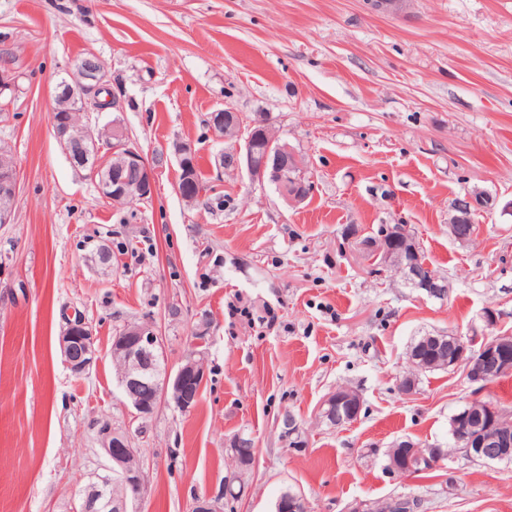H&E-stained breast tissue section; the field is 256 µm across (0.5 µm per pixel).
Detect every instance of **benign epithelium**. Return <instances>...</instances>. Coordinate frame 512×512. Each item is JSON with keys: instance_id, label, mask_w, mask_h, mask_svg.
<instances>
[{"instance_id": "obj_1", "label": "benign epithelium", "mask_w": 512, "mask_h": 512, "mask_svg": "<svg viewBox=\"0 0 512 512\" xmlns=\"http://www.w3.org/2000/svg\"><path fill=\"white\" fill-rule=\"evenodd\" d=\"M409 0H366L372 9L386 12L403 10ZM77 76L71 80L57 83L53 93L55 104L68 103L73 107L85 103L84 90L94 91L104 86L102 75L95 55L90 54L80 59ZM56 137L69 160L76 166L90 170L94 177L98 193L106 200L114 203L124 201L131 191H136L142 198H148L154 188V168L143 155L139 147L128 139V132L123 123L112 119L106 125L112 137V146L108 155L120 152L122 164L118 168L106 167V158L102 157L104 146L97 133L89 128L84 129L80 136L70 133V125L58 119L54 120ZM210 125L214 131L237 129L238 138L242 140L232 165L243 168L247 174L259 181H267L277 186L279 193L291 205L304 202L313 191V186L303 185L298 188L288 186V169L293 165H305V160L297 155L288 143L280 140L269 125L267 119L258 117L246 120L240 113L230 107L215 110L210 115ZM256 131L266 137L264 162L258 165L255 161L252 135ZM19 187L12 168L0 169V192L7 195L9 203L0 206V224L11 223L12 207ZM493 198L490 194L475 190L462 198L456 199L450 206L448 231L457 241L465 243L475 235L474 226L469 224L472 210L489 208ZM407 237V227L392 228L383 226L373 247L379 256L380 263L393 265L396 254V241ZM406 283L424 291L431 297L444 298L448 292L444 281L436 277L425 278L416 265L407 262L401 265ZM454 339L460 343V349L454 355L452 366L464 370L467 379L473 384L487 385V376L483 372V364L497 359V366L502 372L512 371V335L497 334L487 336L481 345L473 349L464 342L461 336ZM60 348L64 360L75 374H83L89 370L96 358L93 329L88 322L76 318L67 323L62 336ZM112 353L121 358L122 370L117 374L121 394L131 408L133 420L144 421L152 416L165 403H173L179 410L187 412L195 406L200 389L205 379L203 357L194 355L174 372L156 375L158 358L163 355V337L159 336L156 327L150 323L131 324L121 330L112 341ZM351 400L348 393L338 390L323 400L318 409V418L331 426H344L359 417L361 401H355L354 410L346 417L337 415L333 406ZM281 434L288 442L289 449L299 451L303 448L301 425L290 412L280 417ZM101 449L112 463L108 473L97 478L79 493L75 512H130L129 504L139 500L142 487L147 480L143 464L132 465L137 449L131 446L127 433L115 431L104 424L99 430ZM455 440L462 445L461 457L467 460L496 459L502 452L500 447L506 445L503 433L494 431L474 432L468 426L454 431ZM408 459L430 472L442 466L444 452L434 450L424 453L411 447ZM117 480L130 490L121 497L112 495V480ZM232 499L223 493L217 496H204L194 499L191 512H223V503Z\"/></svg>"}]
</instances>
